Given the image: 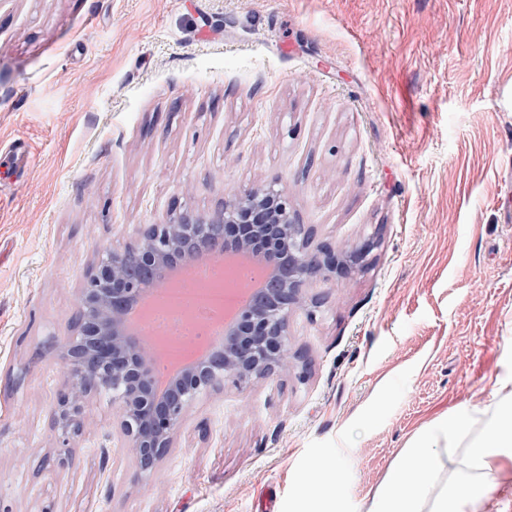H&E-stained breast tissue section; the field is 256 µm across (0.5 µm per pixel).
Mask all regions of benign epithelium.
Wrapping results in <instances>:
<instances>
[{"label":"benign epithelium","instance_id":"1","mask_svg":"<svg viewBox=\"0 0 512 512\" xmlns=\"http://www.w3.org/2000/svg\"><path fill=\"white\" fill-rule=\"evenodd\" d=\"M312 234L292 223L288 199L272 186L235 191L221 210L182 212L166 224H145L134 238L103 256L86 273L77 300L75 331L54 345L63 367L54 431L63 447L82 434L88 401L111 396L122 447L139 478L148 479L172 447L198 396L231 386L239 391L300 359L288 341V318L307 305L305 287L362 261L366 250L311 249ZM228 252L260 262L265 281L216 338L206 356L189 364L163 393L154 383L153 350L130 332L129 309L161 286L176 267L219 261Z\"/></svg>","mask_w":512,"mask_h":512}]
</instances>
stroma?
<instances>
[{
	"label": "stroma",
	"mask_w": 512,
	"mask_h": 512,
	"mask_svg": "<svg viewBox=\"0 0 512 512\" xmlns=\"http://www.w3.org/2000/svg\"><path fill=\"white\" fill-rule=\"evenodd\" d=\"M0 512H368L409 440L512 370V0H0ZM272 184L361 271L289 316L307 364L200 396L152 479L109 396L53 417L87 269ZM342 480L325 499L307 479ZM28 159L24 146L19 144H10L6 149H0V175L9 174L11 171L26 164Z\"/></svg>",
	"instance_id": "35a3bbf8"
}]
</instances>
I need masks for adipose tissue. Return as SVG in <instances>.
Returning a JSON list of instances; mask_svg holds the SVG:
<instances>
[{"instance_id": "ef3b65f1", "label": "adipose tissue", "mask_w": 512, "mask_h": 512, "mask_svg": "<svg viewBox=\"0 0 512 512\" xmlns=\"http://www.w3.org/2000/svg\"><path fill=\"white\" fill-rule=\"evenodd\" d=\"M460 468H449L455 452ZM512 461V372L479 409L461 406L427 425L404 448L370 512H507L494 502L502 460Z\"/></svg>"}]
</instances>
